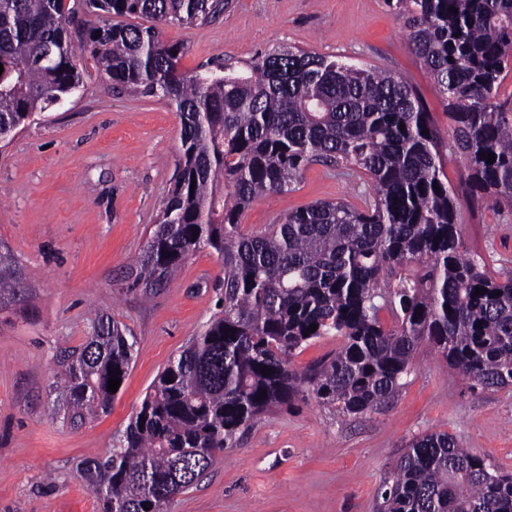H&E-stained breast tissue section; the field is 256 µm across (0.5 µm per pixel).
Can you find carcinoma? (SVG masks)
<instances>
[{
	"label": "carcinoma",
	"mask_w": 512,
	"mask_h": 512,
	"mask_svg": "<svg viewBox=\"0 0 512 512\" xmlns=\"http://www.w3.org/2000/svg\"><path fill=\"white\" fill-rule=\"evenodd\" d=\"M230 2L0 0V139L73 95L89 56L117 92L157 96L181 121L177 178L133 285L156 288L202 246L224 261L219 311L160 374L120 446L85 463L103 512H164L273 407L306 397L344 415L380 406L423 345L472 389L512 386V277L467 256L457 222L462 194L512 209V97L500 95L512 71V0H388L442 95L465 164L460 188L444 173L430 112L390 71L295 47L246 74L181 71L183 47L160 27L207 22ZM79 8L100 21L78 28L76 46L68 26ZM314 161L369 176L374 197L362 208L315 202L240 231L255 199L288 189ZM323 336L341 338L336 353L295 371L293 352ZM134 348L117 321L94 319L60 373L70 422L108 412L109 370L126 378ZM379 512H512V474L448 433H428L412 441Z\"/></svg>",
	"instance_id": "obj_1"
}]
</instances>
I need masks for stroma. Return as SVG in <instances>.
Here are the masks:
<instances>
[{
  "mask_svg": "<svg viewBox=\"0 0 512 512\" xmlns=\"http://www.w3.org/2000/svg\"><path fill=\"white\" fill-rule=\"evenodd\" d=\"M408 34L387 0H233L207 23L162 30L184 46L188 73L245 72L288 46L392 71L416 87L448 139L443 100ZM180 131L175 107L115 92L89 61L73 96L0 142V255L16 266L0 289V512H101L85 459L110 455L158 375L218 310L224 264L211 248L153 292L131 276L174 185ZM369 192L366 176L314 162L290 189L246 208L241 228H266L317 201L358 205ZM458 222L467 254L512 276V211L465 202ZM103 314L136 340L128 376L108 413L63 422L61 361ZM432 432L512 472V387L470 390L421 348L385 407L346 417L311 400L273 408L165 512H377L412 440Z\"/></svg>",
  "mask_w": 512,
  "mask_h": 512,
  "instance_id": "stroma-1",
  "label": "stroma"
}]
</instances>
